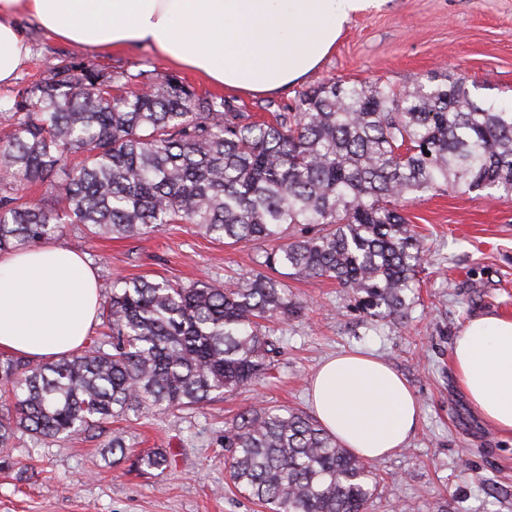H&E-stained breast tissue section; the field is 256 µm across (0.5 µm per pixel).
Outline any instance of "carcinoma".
Listing matches in <instances>:
<instances>
[{
  "label": "carcinoma",
  "mask_w": 512,
  "mask_h": 512,
  "mask_svg": "<svg viewBox=\"0 0 512 512\" xmlns=\"http://www.w3.org/2000/svg\"><path fill=\"white\" fill-rule=\"evenodd\" d=\"M138 78L144 91L127 90ZM0 117V252L67 227L124 239L190 224L229 245L276 243L237 281L115 278L100 293L104 330L83 350L1 358L13 405L0 410V448L200 409L255 385L276 351L266 323L301 309L287 278L334 279L370 316L402 319L426 259L404 206L447 189L512 196V107L475 100L445 73L400 88L323 82L260 121L172 75L61 60ZM25 184L51 187L49 200L24 201ZM224 448L235 489L269 512H368L376 491L368 460L302 411L247 409ZM110 449L117 464L129 458L123 431ZM174 461L152 448L132 465L163 473Z\"/></svg>",
  "instance_id": "cac0c4a2"
}]
</instances>
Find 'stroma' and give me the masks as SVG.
<instances>
[{
    "instance_id": "obj_1",
    "label": "stroma",
    "mask_w": 512,
    "mask_h": 512,
    "mask_svg": "<svg viewBox=\"0 0 512 512\" xmlns=\"http://www.w3.org/2000/svg\"><path fill=\"white\" fill-rule=\"evenodd\" d=\"M15 23L30 55L10 85L47 76L49 64L76 58L114 72L179 74L199 94L224 97L263 114L268 102L294 103L336 79L406 86L430 71L465 78L474 98L512 104V0H382L356 15L312 75L274 97L243 94L176 71L152 48L91 52L61 41L33 17ZM406 215L429 255L416 274L406 319L369 317L335 281H289L303 307L283 326L270 374L203 409L117 421L136 450L164 448L165 473L113 465L111 431L50 446L24 441L0 467V512H266L227 482L224 430L252 406L309 410V380L326 357L369 351L403 375L421 404L408 445L374 461L378 488L370 512H512V437L496 434L457 385L452 340L478 314L512 315V201L493 190L439 191ZM266 244L229 246L188 224L122 240L87 239L83 253L100 282L144 276L187 283L249 275Z\"/></svg>"
}]
</instances>
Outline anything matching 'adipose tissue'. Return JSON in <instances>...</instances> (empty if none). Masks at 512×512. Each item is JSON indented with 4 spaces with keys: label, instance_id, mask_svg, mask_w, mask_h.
Wrapping results in <instances>:
<instances>
[{
    "label": "adipose tissue",
    "instance_id": "adipose-tissue-1",
    "mask_svg": "<svg viewBox=\"0 0 512 512\" xmlns=\"http://www.w3.org/2000/svg\"><path fill=\"white\" fill-rule=\"evenodd\" d=\"M376 0H0V84L30 49L24 13L93 51L149 46L162 60L241 92L274 94L317 70L346 25ZM95 270L43 245L0 253V350L43 361L79 349L97 321ZM457 382L492 428L512 436V318L481 315L453 339ZM320 424L355 455L404 447L420 407L406 381L367 354L326 360L310 381Z\"/></svg>",
    "mask_w": 512,
    "mask_h": 512
}]
</instances>
